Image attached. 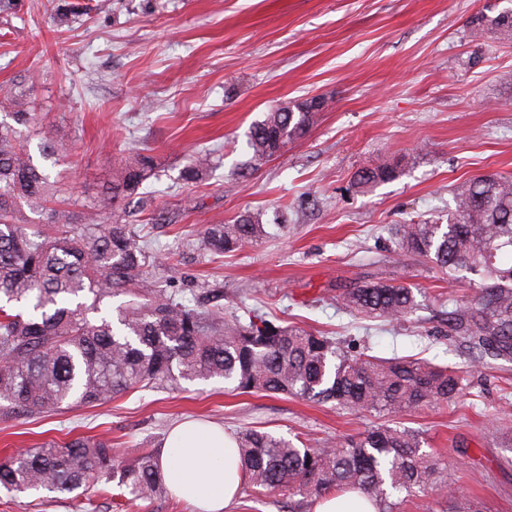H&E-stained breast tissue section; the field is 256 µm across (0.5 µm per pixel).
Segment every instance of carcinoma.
Returning <instances> with one entry per match:
<instances>
[{"label":"carcinoma","instance_id":"1","mask_svg":"<svg viewBox=\"0 0 512 512\" xmlns=\"http://www.w3.org/2000/svg\"><path fill=\"white\" fill-rule=\"evenodd\" d=\"M473 40L491 31L512 41V0L485 4L468 23ZM35 85L16 78L0 87V403L5 415L49 417L70 406L106 403L136 389L178 388L222 381L238 393L289 394L316 403L395 417L456 401L469 371L409 357L382 358L364 348L344 352L320 332L282 325L253 313L248 321L224 317L216 296L190 302L157 288L145 269L150 255L130 225L119 219L122 201L157 177L148 154L134 155L110 188L85 204L65 195L57 179L35 164L26 140L41 139L43 158L63 149L43 130ZM325 101L314 98L272 108L247 135L251 159L263 161L306 135ZM210 159L194 157L182 180L203 178ZM398 164L357 174L359 185L396 177ZM447 223L393 224L396 258L417 255L452 277H479L468 302L448 311L447 332L465 337L470 367L485 358L512 357V180L470 178L454 188ZM46 216L33 224L21 210ZM267 231L253 214L231 224H209L201 244L222 254L258 243ZM119 295L129 300L97 320L89 311ZM336 299L352 313L403 320L417 306L413 288L367 279ZM245 487L296 498L291 512L328 496L360 489L394 512L396 493L448 487L441 462L422 449L412 430L382 423L355 437L321 447L294 443L269 431L236 434ZM160 450H140L115 463L112 439L79 436L44 442L0 461V489L47 492L68 498L115 482L138 499L167 493ZM448 512H479L453 491L442 494Z\"/></svg>","mask_w":512,"mask_h":512}]
</instances>
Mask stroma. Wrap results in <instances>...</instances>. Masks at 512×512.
<instances>
[{
  "label": "stroma",
  "instance_id": "1",
  "mask_svg": "<svg viewBox=\"0 0 512 512\" xmlns=\"http://www.w3.org/2000/svg\"><path fill=\"white\" fill-rule=\"evenodd\" d=\"M86 14L57 25L56 7ZM484 0H15L0 14V84L32 71L44 127L66 156L56 171L84 200L137 152L162 169L148 205L127 201L137 236L169 262L149 281L184 293L220 289L225 315L258 311L380 357L466 366L461 338L442 336L448 304L471 299L418 257L390 259L388 228L447 217L452 188L482 173L512 176V42L475 41L467 21ZM325 99L307 136L254 165L253 122L275 106ZM207 154L195 183L180 172ZM399 161V175L357 189L362 167ZM260 214L257 245L202 249L206 225ZM367 278L412 284L401 321L360 319L338 301ZM512 359L474 369L466 396L399 415L447 464L457 495L481 512H512ZM187 418L320 445L379 424L378 415L289 395L236 394L223 382L139 390L48 418L0 416V458L47 440L111 437L118 459L162 447ZM0 512H195L173 496L97 493L56 499L0 489Z\"/></svg>",
  "mask_w": 512,
  "mask_h": 512
}]
</instances>
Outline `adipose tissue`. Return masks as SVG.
<instances>
[{"instance_id": "obj_1", "label": "adipose tissue", "mask_w": 512, "mask_h": 512, "mask_svg": "<svg viewBox=\"0 0 512 512\" xmlns=\"http://www.w3.org/2000/svg\"><path fill=\"white\" fill-rule=\"evenodd\" d=\"M162 474L169 492L191 500L198 512H227L243 481L233 436L191 420L167 436Z\"/></svg>"}]
</instances>
